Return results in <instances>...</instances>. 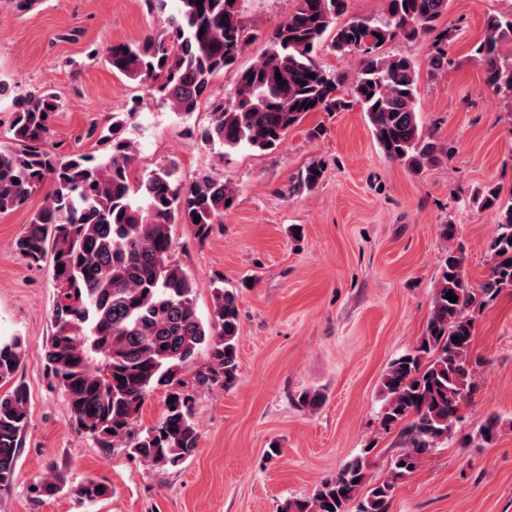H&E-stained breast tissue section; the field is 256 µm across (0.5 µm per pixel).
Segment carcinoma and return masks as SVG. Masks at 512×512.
Wrapping results in <instances>:
<instances>
[{
    "label": "carcinoma",
    "instance_id": "cac0c4a2",
    "mask_svg": "<svg viewBox=\"0 0 512 512\" xmlns=\"http://www.w3.org/2000/svg\"><path fill=\"white\" fill-rule=\"evenodd\" d=\"M448 2L383 0L378 15L340 24L347 0H294L259 58L237 71L234 87L219 95L214 79L234 69L256 39L243 0H177L160 32L93 54L103 53L113 73L147 85L159 105L179 115L208 107L209 121L200 131L208 146L274 150L307 113L356 105L383 154L416 173L448 156V147L420 124L415 63L381 48L396 38L431 37L428 74L435 77L448 66V30L438 28ZM505 39L512 41V14L492 15L474 53L485 84L512 102V55L499 50ZM324 43L340 55L361 58L348 96L341 92L344 77L316 61ZM13 104L11 142L0 148V214L20 209L49 187L14 248L31 265L50 259L52 280L68 284L54 290L43 354L51 385L65 395L77 429L102 448L129 437L150 394L164 391L158 423L127 448L140 460L175 468L194 455L199 439L183 371L204 348L209 364L196 373V386L236 385L240 308L237 291L220 279L211 286V318L198 317L194 282L171 258V229L191 224L198 239H207L234 204L235 186L209 169L184 178L174 161L134 175L139 151L122 136L126 121L120 113L86 134L96 138L103 154L62 155L49 144L51 121L61 108L58 96L37 89L15 96ZM323 174L322 163L309 164L291 177L288 194L314 189ZM474 203L495 218L490 272L472 287L462 250L450 245L455 225H440L448 247L425 331L380 380L381 424L400 429L402 438L403 451L392 461L395 479L412 473L455 433L478 366L471 358L474 312L512 289V193L505 201L499 186H488ZM449 291L457 301L446 299ZM24 357L20 337L0 339V388L7 387L0 391L1 490L15 480L16 451L29 425L28 388L17 380ZM500 427V417L491 415L466 442L488 446ZM98 486L92 478L73 485L56 471L31 480L27 494L41 503L69 492L93 504L109 493L108 486ZM394 488L373 479L366 456H357L311 498L288 501L284 512H349L355 499L357 512H389Z\"/></svg>",
    "mask_w": 512,
    "mask_h": 512
}]
</instances>
